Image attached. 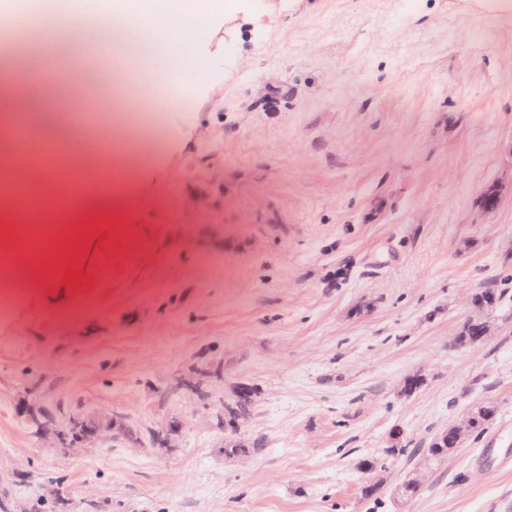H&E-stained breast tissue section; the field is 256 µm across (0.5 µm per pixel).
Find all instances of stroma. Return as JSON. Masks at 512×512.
<instances>
[{
    "label": "stroma",
    "mask_w": 512,
    "mask_h": 512,
    "mask_svg": "<svg viewBox=\"0 0 512 512\" xmlns=\"http://www.w3.org/2000/svg\"><path fill=\"white\" fill-rule=\"evenodd\" d=\"M495 2L239 0L186 47L202 76L185 109L159 116L160 86L122 63L111 136L148 156L61 195L87 151L63 142L43 163L53 186L0 208L12 226L54 207L57 228L7 270L21 299L0 316V512H484L512 489L493 455L512 448V8ZM94 55L48 72L35 102L5 80L44 138L76 99L111 107L84 78ZM486 288L491 334L459 344ZM244 387L235 429L224 405ZM483 403L485 433L428 455ZM34 415L120 424L64 453ZM175 418L164 456L155 434ZM230 440L261 450L228 456ZM182 424L178 420H172L170 423L155 436V445L162 455H168L173 451L176 440L182 435Z\"/></svg>",
    "instance_id": "35a3bbf8"
}]
</instances>
